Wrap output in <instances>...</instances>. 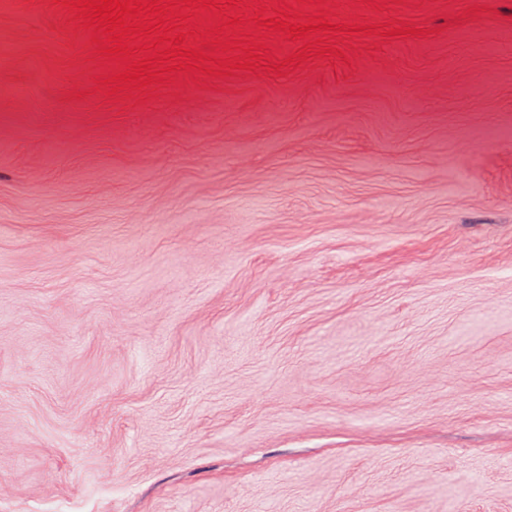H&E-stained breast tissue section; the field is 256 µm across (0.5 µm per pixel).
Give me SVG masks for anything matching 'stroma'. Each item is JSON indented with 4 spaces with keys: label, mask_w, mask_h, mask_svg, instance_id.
I'll return each instance as SVG.
<instances>
[{
    "label": "stroma",
    "mask_w": 512,
    "mask_h": 512,
    "mask_svg": "<svg viewBox=\"0 0 512 512\" xmlns=\"http://www.w3.org/2000/svg\"><path fill=\"white\" fill-rule=\"evenodd\" d=\"M241 16L112 98L0 0V512H512V0Z\"/></svg>",
    "instance_id": "35a3bbf8"
}]
</instances>
